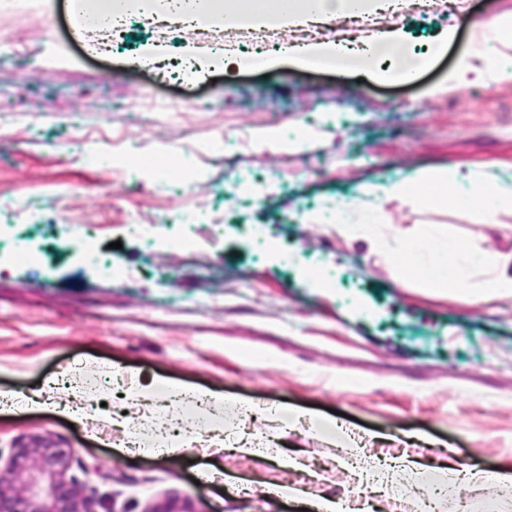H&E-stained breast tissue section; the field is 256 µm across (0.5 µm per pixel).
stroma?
Returning a JSON list of instances; mask_svg holds the SVG:
<instances>
[{"mask_svg": "<svg viewBox=\"0 0 512 512\" xmlns=\"http://www.w3.org/2000/svg\"><path fill=\"white\" fill-rule=\"evenodd\" d=\"M0 0V34L24 35L30 58L0 68V99L23 111L0 112V391L24 395L55 381L54 398L89 378L107 380L103 402L126 407L133 390L152 389L158 403L172 388L206 387L225 400L261 403L309 415L335 409L354 432L433 441L423 461L446 458L483 469H512V301L474 304L431 297L394 280L366 241H348L327 225L303 223L326 199L349 195L374 177L429 167L497 165L512 170V83L470 84L430 96L470 40L506 65L512 42L478 31L476 22L512 12V0H467L463 11L437 0L409 11L400 27L423 48L455 29L456 39L410 84H384L366 69L309 70L280 60L253 70L236 65L194 83L140 65L150 29L128 27L109 55L85 50L73 35L72 0H37L32 14ZM193 97L191 112L162 103ZM53 110L43 118V110ZM124 134L108 166L86 158L105 144L75 139L78 128ZM308 142L295 147L297 128ZM274 130L277 140L251 144L205 161L216 134ZM196 165L180 196L206 189L199 237L175 263L163 256L176 226L146 228L134 217L145 204L164 213L168 189L149 175L125 181L123 157L143 161L163 151ZM285 171L278 183L269 170ZM48 180L80 198L57 214L41 198L39 228L17 226L24 186ZM263 199L254 205L253 196ZM112 222L95 234L97 249L128 276L108 281L77 251L84 226L102 212ZM407 232L443 224L461 236L485 234L469 210L408 211ZM31 235L41 264L9 261L16 239ZM320 269L329 287L303 275ZM216 435L189 441L184 456L124 449L128 433H90L62 412L0 408V466L36 441L69 450L68 474L84 480L99 465L108 480L92 485L117 512H149L171 499L194 512H302L299 502L269 494L290 474L266 455L227 449L242 426L258 418L227 413ZM464 510L512 512V486L471 482Z\"/></svg>", "mask_w": 512, "mask_h": 512, "instance_id": "35a3bbf8", "label": "stroma"}]
</instances>
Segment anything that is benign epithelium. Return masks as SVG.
Masks as SVG:
<instances>
[{"label":"benign epithelium","mask_w":512,"mask_h":512,"mask_svg":"<svg viewBox=\"0 0 512 512\" xmlns=\"http://www.w3.org/2000/svg\"><path fill=\"white\" fill-rule=\"evenodd\" d=\"M69 457L64 448L17 449L0 470V512H98L89 482L66 477Z\"/></svg>","instance_id":"7a95c632"}]
</instances>
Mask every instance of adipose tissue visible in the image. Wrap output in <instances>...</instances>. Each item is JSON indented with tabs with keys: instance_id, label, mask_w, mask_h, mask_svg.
<instances>
[{
	"instance_id": "adipose-tissue-1",
	"label": "adipose tissue",
	"mask_w": 512,
	"mask_h": 512,
	"mask_svg": "<svg viewBox=\"0 0 512 512\" xmlns=\"http://www.w3.org/2000/svg\"><path fill=\"white\" fill-rule=\"evenodd\" d=\"M367 8L366 0H178L174 6L161 5L159 11L177 20L187 16L196 22L219 21L229 16L317 22L327 17L353 19ZM454 39V33H447L425 52L418 53L410 50L402 29L389 23L380 42L392 55L405 56L408 67L401 70L383 65L370 52L363 54L362 60L380 81L409 83ZM348 50L347 43L326 36L303 44L282 45L276 57L310 66ZM508 82H512V67L493 62L471 44L447 80L435 86L434 91L440 94L454 86ZM398 209L472 210L481 214L484 224L495 226L502 215H512V174L493 166L463 165L411 171L395 180H370L356 196L327 202L324 210L311 211L303 218L304 223L319 224L324 212L334 213L332 227L337 235L367 240L372 253L392 268L397 279L411 281L422 291L461 295L476 304L512 299V252L503 251L491 237L460 238L441 224L424 225L412 235L402 233L394 220ZM361 439L362 446L346 449L336 459L337 468L350 472L361 490H380L384 475L393 472L423 473L428 481L439 484L458 482L471 473L469 466L457 462L428 471L419 456L407 454L358 467L354 461L363 456L364 446H380L386 441L385 435L371 432L363 433Z\"/></svg>"
}]
</instances>
